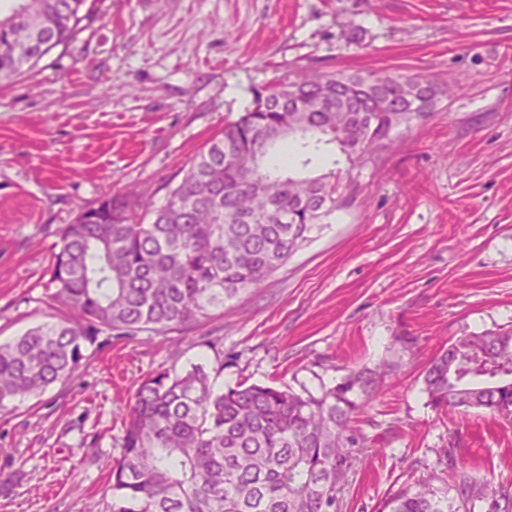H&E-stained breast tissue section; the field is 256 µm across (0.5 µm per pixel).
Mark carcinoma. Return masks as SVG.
I'll return each instance as SVG.
<instances>
[{
    "label": "carcinoma",
    "instance_id": "1",
    "mask_svg": "<svg viewBox=\"0 0 512 512\" xmlns=\"http://www.w3.org/2000/svg\"><path fill=\"white\" fill-rule=\"evenodd\" d=\"M86 2L0 0V81L67 46L89 17ZM453 93L420 77L407 96L390 73H313L256 89L162 206L141 207L129 189L80 208L59 229L49 266L63 316L0 343V406L73 376L105 328L184 332L262 288L342 206L336 173L308 171L312 155L335 144L349 163H366L394 130ZM455 358L451 377L446 350L425 368L427 404L512 419V330L472 334ZM379 387V374L363 370L318 396L244 382L218 388L201 365L149 375L123 414L112 512H340L360 445L351 422ZM448 468L446 488H402L383 512H474L512 500L451 451Z\"/></svg>",
    "mask_w": 512,
    "mask_h": 512
}]
</instances>
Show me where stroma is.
<instances>
[{
  "instance_id": "1",
  "label": "stroma",
  "mask_w": 512,
  "mask_h": 512,
  "mask_svg": "<svg viewBox=\"0 0 512 512\" xmlns=\"http://www.w3.org/2000/svg\"><path fill=\"white\" fill-rule=\"evenodd\" d=\"M88 2L67 47L0 85V342L54 315L47 269L79 206L129 186L161 206L253 89L383 71L457 92L374 162L314 161L347 204L260 291L163 338L104 331L74 376L0 409V512H111L136 382L193 364L315 394L381 368L342 512L447 477L451 449L512 488V421L422 391L448 344L512 329V0Z\"/></svg>"
}]
</instances>
